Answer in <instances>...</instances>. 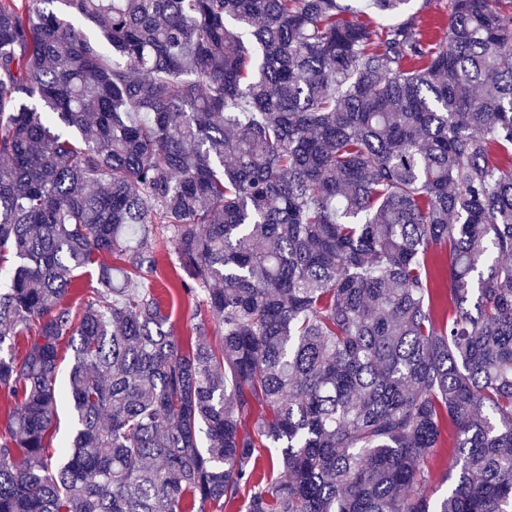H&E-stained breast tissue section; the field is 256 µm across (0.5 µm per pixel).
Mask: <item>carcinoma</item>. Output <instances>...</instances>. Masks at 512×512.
I'll list each match as a JSON object with an SVG mask.
<instances>
[{"mask_svg":"<svg viewBox=\"0 0 512 512\" xmlns=\"http://www.w3.org/2000/svg\"><path fill=\"white\" fill-rule=\"evenodd\" d=\"M409 2L0 0V512H512V0ZM449 0H430L426 4L425 0H411L410 10L412 12L418 10L424 21L428 22L433 19L443 20L441 28L436 29L437 37H443L447 30L446 18L449 10ZM426 5V7H424ZM155 248L160 259L157 277L154 279L155 291L162 293L163 309L170 315V324L175 336L178 338L189 336L194 323L191 319L192 303L179 296L170 286L175 277L174 265L171 261L176 262L172 245L166 239H158ZM165 286L170 287L171 293L165 289ZM97 278L98 270L96 267L76 272L73 290L66 297L65 304L71 307L77 320L80 319L82 301L91 292L92 288H96ZM75 434L74 419L71 406L66 399L57 404L56 421L52 429L51 447L59 448L70 444ZM448 433H445V448H441V453L433 466L434 479L431 483L430 489L436 496L440 495L445 488L448 487L449 482H444L443 479L448 475ZM447 443V445H446ZM447 446V448H446Z\"/></svg>","mask_w":512,"mask_h":512,"instance_id":"carcinoma-1","label":"carcinoma"}]
</instances>
